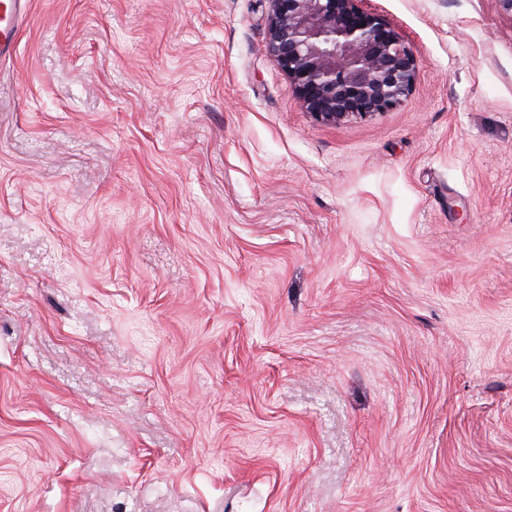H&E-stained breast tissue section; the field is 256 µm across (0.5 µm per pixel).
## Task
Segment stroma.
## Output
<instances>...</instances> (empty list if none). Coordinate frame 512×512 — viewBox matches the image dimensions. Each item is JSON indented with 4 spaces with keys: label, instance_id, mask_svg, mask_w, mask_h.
Masks as SVG:
<instances>
[{
    "label": "stroma",
    "instance_id": "stroma-1",
    "mask_svg": "<svg viewBox=\"0 0 512 512\" xmlns=\"http://www.w3.org/2000/svg\"><path fill=\"white\" fill-rule=\"evenodd\" d=\"M315 121L268 0H30L0 59V512H512V17Z\"/></svg>",
    "mask_w": 512,
    "mask_h": 512
}]
</instances>
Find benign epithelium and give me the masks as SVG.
<instances>
[{"mask_svg":"<svg viewBox=\"0 0 512 512\" xmlns=\"http://www.w3.org/2000/svg\"><path fill=\"white\" fill-rule=\"evenodd\" d=\"M362 2L269 0L268 51L318 122L387 112L418 79L411 47Z\"/></svg>","mask_w":512,"mask_h":512,"instance_id":"7a95c632","label":"benign epithelium"}]
</instances>
